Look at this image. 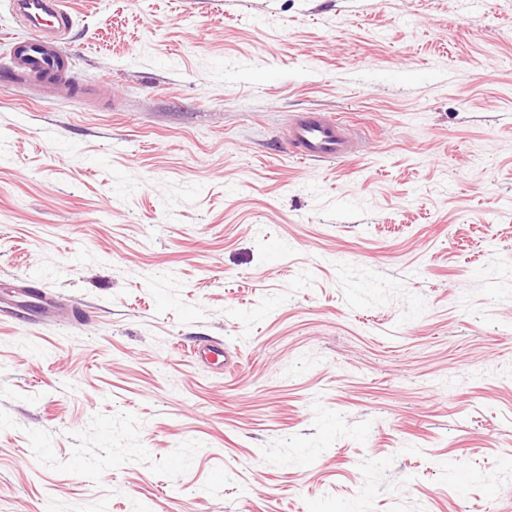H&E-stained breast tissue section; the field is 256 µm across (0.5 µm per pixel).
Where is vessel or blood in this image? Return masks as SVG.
I'll return each instance as SVG.
<instances>
[{"label": "vessel or blood", "mask_w": 512, "mask_h": 512, "mask_svg": "<svg viewBox=\"0 0 512 512\" xmlns=\"http://www.w3.org/2000/svg\"><path fill=\"white\" fill-rule=\"evenodd\" d=\"M11 7L32 31L31 38L21 42L11 54V70L21 74L36 68L69 74L67 56L54 47L71 26V15L63 0H11ZM287 147L302 161H342L357 155L358 140L349 125L332 116L299 112L288 127Z\"/></svg>", "instance_id": "obj_1"}]
</instances>
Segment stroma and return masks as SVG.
<instances>
[{"mask_svg":"<svg viewBox=\"0 0 512 512\" xmlns=\"http://www.w3.org/2000/svg\"><path fill=\"white\" fill-rule=\"evenodd\" d=\"M66 2L0 82V512H512V0ZM14 13L27 22L33 36L21 42L10 56V70L17 75L32 69H47L59 75L70 72L68 57L54 43L71 26V15L62 0H11ZM51 19L48 27L44 22ZM288 151L301 161H342L356 156L353 129L322 112H299L288 127Z\"/></svg>","mask_w":512,"mask_h":512,"instance_id":"35a3bbf8","label":"stroma"}]
</instances>
